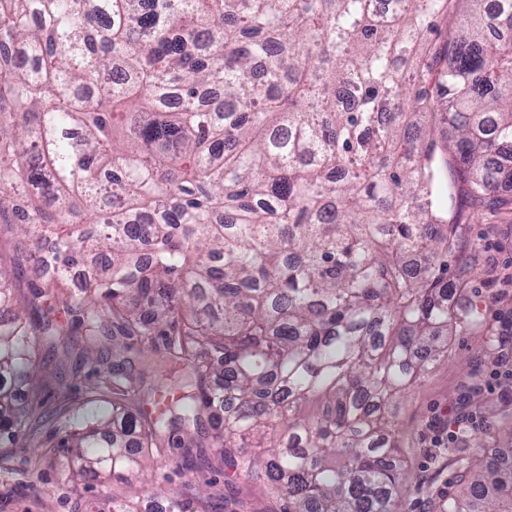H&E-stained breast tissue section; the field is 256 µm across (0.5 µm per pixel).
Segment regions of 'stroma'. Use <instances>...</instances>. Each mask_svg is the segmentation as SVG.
Here are the masks:
<instances>
[{"label":"stroma","instance_id":"obj_1","mask_svg":"<svg viewBox=\"0 0 512 512\" xmlns=\"http://www.w3.org/2000/svg\"><path fill=\"white\" fill-rule=\"evenodd\" d=\"M448 215L455 225L468 265L448 260V274L467 272L469 295L478 300L492 329L493 343L460 330L448 338V352L434 362L394 402L395 441L410 478L405 485L407 512H435L438 498L463 494L454 470L443 464L449 447L471 449L480 438L488 458L512 461V442L494 433L504 413L512 414V210L473 209L460 184L448 185ZM34 322L50 321L68 331V354L40 350L48 381L42 386L44 407L33 420L37 435L20 436L0 464V512H112V496L96 483L71 475L59 452L38 455L53 433L48 415L84 401L88 392L112 377V325L87 340L77 315L53 300L39 299L29 310ZM476 417L477 424L451 439L439 427L448 417ZM166 448L154 453L145 473L120 485L116 493L133 498L138 512H169L180 500L186 512H282L286 501L247 482L232 461H218L214 450L184 448L182 430L166 431ZM115 493V494H116Z\"/></svg>","mask_w":512,"mask_h":512}]
</instances>
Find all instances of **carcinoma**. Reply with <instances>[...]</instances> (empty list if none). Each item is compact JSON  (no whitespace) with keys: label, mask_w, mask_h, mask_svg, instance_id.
<instances>
[{"label":"carcinoma","mask_w":512,"mask_h":512,"mask_svg":"<svg viewBox=\"0 0 512 512\" xmlns=\"http://www.w3.org/2000/svg\"><path fill=\"white\" fill-rule=\"evenodd\" d=\"M386 2L0 0V224L43 285L27 303L78 304L89 337L168 327L141 366L180 392L147 416L161 386L123 377L59 412L74 475L125 484L205 414L288 512H404L388 408L448 330L489 336L448 279L442 174L512 209V0ZM77 276L89 295L64 291ZM10 281L0 265L4 459L42 407L40 337L67 335ZM448 464L473 479L436 512H512V464Z\"/></svg>","instance_id":"obj_1"}]
</instances>
